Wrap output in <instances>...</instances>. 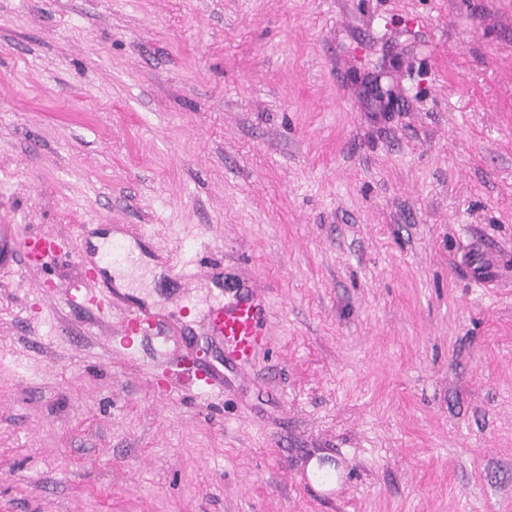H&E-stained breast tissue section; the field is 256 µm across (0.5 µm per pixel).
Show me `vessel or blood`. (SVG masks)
I'll return each mask as SVG.
<instances>
[{"instance_id": "obj_1", "label": "vessel or blood", "mask_w": 512, "mask_h": 512, "mask_svg": "<svg viewBox=\"0 0 512 512\" xmlns=\"http://www.w3.org/2000/svg\"><path fill=\"white\" fill-rule=\"evenodd\" d=\"M68 247L69 242L63 237L30 236L17 245L13 242L11 225H0V256L11 259L21 271L38 267L47 256ZM65 302L75 312L95 321L111 319L113 311H122L126 324L120 344L126 348L132 345L134 337L154 335L166 340L179 330L176 322L153 308L129 304L105 285L85 294L66 292ZM267 313L265 297L256 288L242 284L234 288L232 297L209 308L205 329L221 346L227 361L247 368L254 365L269 344ZM170 385L180 389L193 387L219 396L224 392V375L216 367L202 364L174 368L170 371Z\"/></svg>"}]
</instances>
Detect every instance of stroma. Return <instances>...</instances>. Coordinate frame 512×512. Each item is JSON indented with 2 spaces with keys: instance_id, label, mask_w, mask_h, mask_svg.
I'll return each instance as SVG.
<instances>
[{
  "instance_id": "1",
  "label": "stroma",
  "mask_w": 512,
  "mask_h": 512,
  "mask_svg": "<svg viewBox=\"0 0 512 512\" xmlns=\"http://www.w3.org/2000/svg\"><path fill=\"white\" fill-rule=\"evenodd\" d=\"M1 224L71 245L0 263V512H512V0H0ZM87 224L254 367L204 280L132 354L46 291ZM233 289L232 297L208 309L205 329L221 346L227 361L240 368L252 367L269 344L268 306L265 297L250 285ZM169 393L173 388L196 387L205 394H224V374L213 366L197 364L193 368H171Z\"/></svg>"
}]
</instances>
